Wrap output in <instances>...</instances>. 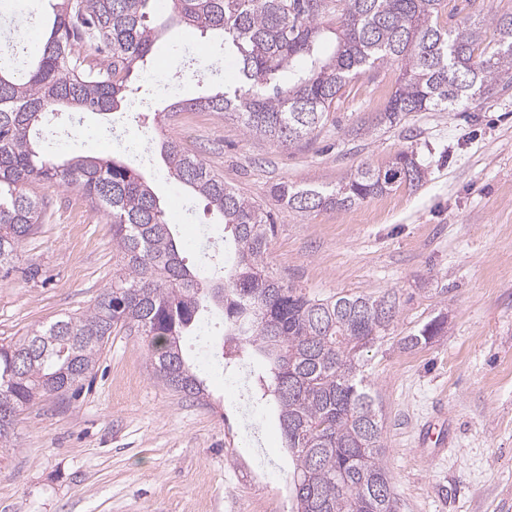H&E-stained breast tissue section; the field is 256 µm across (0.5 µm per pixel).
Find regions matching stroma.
<instances>
[{
    "instance_id": "stroma-1",
    "label": "stroma",
    "mask_w": 512,
    "mask_h": 512,
    "mask_svg": "<svg viewBox=\"0 0 512 512\" xmlns=\"http://www.w3.org/2000/svg\"><path fill=\"white\" fill-rule=\"evenodd\" d=\"M450 24L512 14V0H446ZM45 0L9 4L0 43L35 46ZM163 35L136 84L149 106L99 114L57 111L64 157L114 156L146 171L166 212L182 211L183 241L196 225L223 236L203 197L191 194L160 157L172 141L197 155L227 186L271 210L268 250L278 277L320 298L345 293L399 297L381 343L363 353L383 421L385 463L398 512H512V89L453 112L412 113L381 122L393 66L353 81L318 138L282 148L214 112H172L171 104L228 85L217 38L157 10ZM150 136L142 153L111 141ZM414 152L426 171L347 209L296 213L274 198L275 184L333 186L363 163ZM52 215L23 242L18 274L0 282V342L57 318L92 309L117 269L112 225L77 186H35ZM37 269L26 277V269ZM445 331L414 350L400 346L435 316ZM150 340L113 333L80 396L41 397L19 417L0 449V512H292L293 464L276 407L239 400L235 373L192 356L207 392L192 399L152 374ZM453 426L447 451L428 461L416 451L436 406Z\"/></svg>"
}]
</instances>
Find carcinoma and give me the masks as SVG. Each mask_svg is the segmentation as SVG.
Here are the masks:
<instances>
[{
	"label": "carcinoma",
	"instance_id": "obj_1",
	"mask_svg": "<svg viewBox=\"0 0 512 512\" xmlns=\"http://www.w3.org/2000/svg\"><path fill=\"white\" fill-rule=\"evenodd\" d=\"M47 34L30 60L0 61V276L16 270L21 244L43 224L50 201L29 187L75 184L112 223L120 273L94 307L0 344V402L21 411L38 395L82 388L113 332L151 338L154 375L189 397L204 394L182 337L198 330L209 305L224 308V335L266 371L253 394L271 400L294 464L296 512H397L384 463L382 416L363 376L364 350L385 338L399 298L393 291L312 297L273 275L267 263L274 216L174 142L161 144L170 175L205 198L230 236L234 261L218 277L181 256L146 175L116 157L62 159L36 138L60 108L107 113L137 89L131 76L159 37L148 23L154 0H47ZM177 20L224 43L237 85L173 103L230 114L247 133L286 148L315 139L350 82L381 67L398 70L383 119L453 111L512 87V14L483 25L441 24L445 0H170ZM425 170L413 152L381 166L360 165L334 186L276 188L293 212L345 209L405 184ZM445 328L435 317L401 338L409 350Z\"/></svg>",
	"mask_w": 512,
	"mask_h": 512
}]
</instances>
